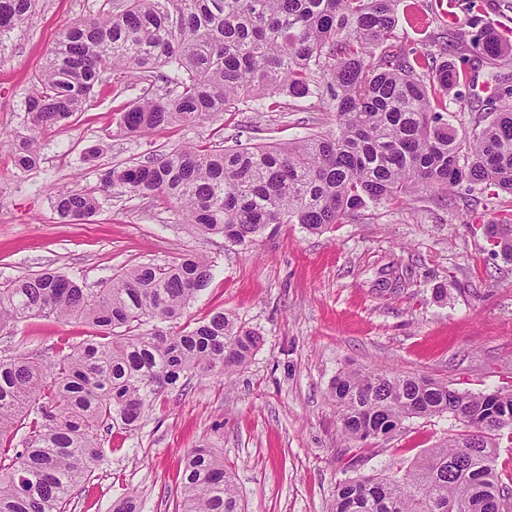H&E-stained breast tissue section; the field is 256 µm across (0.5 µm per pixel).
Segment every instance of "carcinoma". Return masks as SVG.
I'll return each mask as SVG.
<instances>
[{"label": "carcinoma", "mask_w": 512, "mask_h": 512, "mask_svg": "<svg viewBox=\"0 0 512 512\" xmlns=\"http://www.w3.org/2000/svg\"><path fill=\"white\" fill-rule=\"evenodd\" d=\"M36 0H0V41ZM401 0H106L99 15L67 27L35 77L27 125L11 139L16 168L37 163L40 130L91 107L112 73L136 75L141 94L120 113L133 136L199 125L246 96L316 97L336 127L288 145L235 141L219 149L163 146L146 161L112 168L103 185L172 204L192 230L250 246L271 224L330 229L357 206L404 204L423 191L493 185L512 195V101L489 100L478 131L452 123L446 97L469 61L459 52L392 49ZM469 44L496 65L508 46L474 4ZM163 82L162 95L153 93ZM53 207L69 221L96 213L95 196L61 187ZM512 258V224L492 225ZM212 277L211 261L188 253L166 265L123 269L89 293L47 269L0 286V329L31 317L95 329L47 358L0 357V512H66L74 490L104 457L101 431L136 430L158 398L190 374L226 376L260 337L222 310L171 330ZM330 397L355 442L448 415L458 432L399 474L338 483L332 512H505L512 484L495 470L512 443V391L460 392L415 374L347 370ZM26 434L17 437L21 429ZM174 512H243L224 453L192 449Z\"/></svg>", "instance_id": "obj_1"}]
</instances>
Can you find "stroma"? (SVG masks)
I'll return each instance as SVG.
<instances>
[{
  "label": "stroma",
  "instance_id": "stroma-1",
  "mask_svg": "<svg viewBox=\"0 0 512 512\" xmlns=\"http://www.w3.org/2000/svg\"><path fill=\"white\" fill-rule=\"evenodd\" d=\"M103 0H39L26 23L0 42V283L52 268L97 290L121 268L163 265L196 252L213 279L188 309L191 322L232 313L260 347L230 378L194 376L168 390L136 431L114 426L112 444L67 512H112L134 496L140 512H171L186 453L223 449L245 512H331L339 481L408 466L452 431L445 416L407 420L402 431L346 440L329 396L349 369L400 371L459 391L512 389V260L486 232L512 216V195L456 188L441 202L425 193L406 205L366 203L321 234L299 224L269 226L249 248L220 235L190 233L163 199L103 187V174L180 142L206 147L288 143L334 127L314 98L280 97L275 109L249 101L201 125L141 137L119 126L136 91L118 78L99 87L94 106L70 125L46 130L40 160L19 172L5 134L23 122L33 78L58 33L97 14ZM416 23L400 19L396 44L419 51L455 47L469 0H409ZM461 100H448L456 124L471 128L489 96L512 88V52L496 71L471 52ZM99 147L97 158L87 156ZM94 194L90 221H62L55 188ZM90 333L78 322L41 317L0 331V356L41 355Z\"/></svg>",
  "mask_w": 512,
  "mask_h": 512
}]
</instances>
